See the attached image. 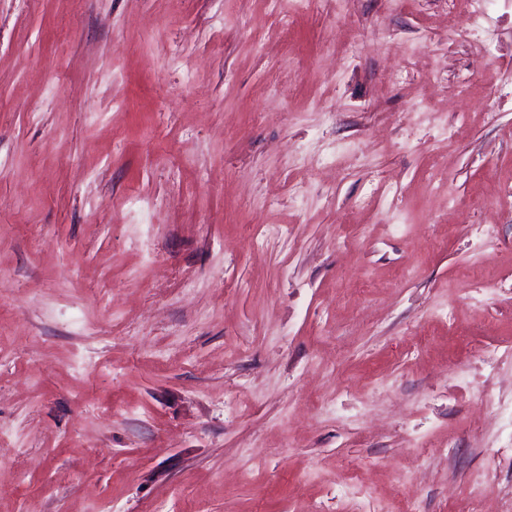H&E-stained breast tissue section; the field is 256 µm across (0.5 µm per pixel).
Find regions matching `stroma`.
Listing matches in <instances>:
<instances>
[{"label": "stroma", "instance_id": "1", "mask_svg": "<svg viewBox=\"0 0 512 512\" xmlns=\"http://www.w3.org/2000/svg\"><path fill=\"white\" fill-rule=\"evenodd\" d=\"M475 481L512 512V0H0V512Z\"/></svg>", "mask_w": 512, "mask_h": 512}]
</instances>
